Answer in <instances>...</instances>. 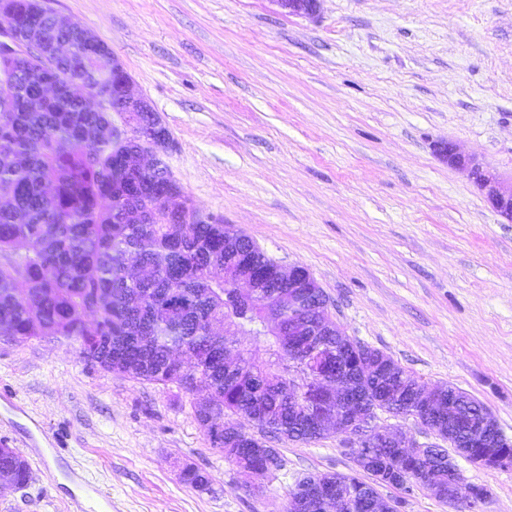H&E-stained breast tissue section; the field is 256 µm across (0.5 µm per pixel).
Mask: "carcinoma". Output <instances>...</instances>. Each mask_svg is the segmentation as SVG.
Returning a JSON list of instances; mask_svg holds the SVG:
<instances>
[{"mask_svg":"<svg viewBox=\"0 0 512 512\" xmlns=\"http://www.w3.org/2000/svg\"><path fill=\"white\" fill-rule=\"evenodd\" d=\"M41 4L43 0H9V8L0 10V26L23 35L43 31L48 18L39 13ZM101 45L72 38L74 65L66 80L103 97V112L87 111L73 92L31 108L36 87L52 76L46 45L38 41L11 59L12 82L7 93H0V194L13 198L0 205V324H8L18 342L33 336L75 337L82 351L89 345L98 348L106 371L206 393L194 409L212 447L245 470L271 476L281 469L282 458L269 441L324 438V430L297 429L296 420L314 408L333 411L336 401L312 390L310 360L294 356L269 325L272 294L285 286L282 265L250 236L202 216L186 201L184 214L164 212L154 192L159 182L183 196L167 168L135 171L145 144L127 127L145 117L130 109V78L113 55H108L103 77H95ZM15 250L23 251L22 274L7 258ZM130 265L141 275H129ZM255 270L263 274L259 287H236ZM294 273L305 284L307 304L325 302L307 269L300 266ZM88 305L96 309L94 338L82 320ZM214 322L251 337L254 350H263L265 359L212 331ZM327 340L353 363L368 429H377L376 411L386 412L393 404L437 430L445 442L448 421L481 420L485 405L467 392L449 384L436 386L443 408L426 409L419 394L428 384L391 357L374 348L364 358L356 356L351 338L334 327ZM173 351L195 357L196 364L178 370L168 363ZM232 354L243 366L237 382L228 384L224 361ZM228 413L245 419L252 431L226 424L222 438L216 439L212 426ZM355 464L354 474H314L308 480L334 487L341 499L369 498L371 512H398L404 504L383 500L378 484L406 492L420 485L446 503L452 479L463 481L448 449L437 443L407 450L388 442L366 458H355ZM28 473L27 462L0 453L1 488L24 484ZM182 480L200 490L210 483L194 468L186 469ZM465 488L460 501L470 509L488 495L484 487Z\"/></svg>","mask_w":512,"mask_h":512,"instance_id":"cac0c4a2","label":"carcinoma"}]
</instances>
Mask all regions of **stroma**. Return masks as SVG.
I'll list each match as a JSON object with an SVG mask.
<instances>
[{"label": "stroma", "mask_w": 512, "mask_h": 512, "mask_svg": "<svg viewBox=\"0 0 512 512\" xmlns=\"http://www.w3.org/2000/svg\"><path fill=\"white\" fill-rule=\"evenodd\" d=\"M107 44L170 134L202 215L305 267L334 322L415 377L484 403L512 440V223L436 152L512 176V0H48ZM196 395L85 361L61 336L0 334V445L31 479L0 512H70L82 473L112 512H285L309 474L355 467L345 437L279 441L273 478L211 447ZM512 512V467L458 459ZM205 472L208 489L181 472ZM276 2L283 9L288 10V14L314 18L319 13L321 0H276Z\"/></svg>", "instance_id": "obj_1"}]
</instances>
